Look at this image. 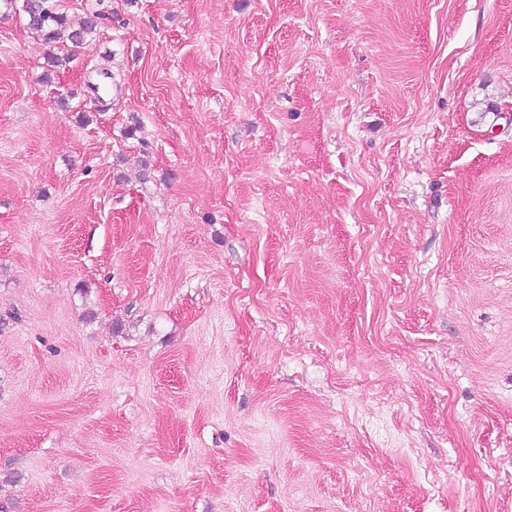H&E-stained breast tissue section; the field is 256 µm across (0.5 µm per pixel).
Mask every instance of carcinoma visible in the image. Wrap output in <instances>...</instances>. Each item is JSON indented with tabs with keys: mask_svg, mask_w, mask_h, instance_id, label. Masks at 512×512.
Wrapping results in <instances>:
<instances>
[{
	"mask_svg": "<svg viewBox=\"0 0 512 512\" xmlns=\"http://www.w3.org/2000/svg\"><path fill=\"white\" fill-rule=\"evenodd\" d=\"M21 11L26 26L50 42L67 41L81 47L96 34V17H86L75 25L59 11L56 0H23Z\"/></svg>",
	"mask_w": 512,
	"mask_h": 512,
	"instance_id": "carcinoma-1",
	"label": "carcinoma"
}]
</instances>
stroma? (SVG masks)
Wrapping results in <instances>:
<instances>
[{
  "label": "stroma",
  "mask_w": 512,
  "mask_h": 512,
  "mask_svg": "<svg viewBox=\"0 0 512 512\" xmlns=\"http://www.w3.org/2000/svg\"><path fill=\"white\" fill-rule=\"evenodd\" d=\"M58 3L53 68L0 0V512H512V0Z\"/></svg>",
  "instance_id": "35a3bbf8"
}]
</instances>
